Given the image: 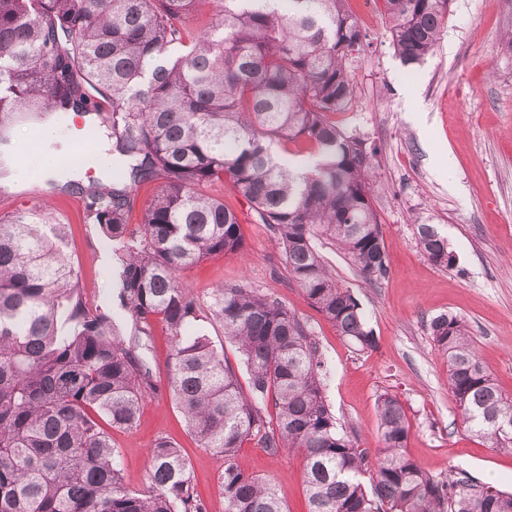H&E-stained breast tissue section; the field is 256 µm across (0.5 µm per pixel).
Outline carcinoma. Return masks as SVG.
<instances>
[{
    "label": "carcinoma",
    "mask_w": 512,
    "mask_h": 512,
    "mask_svg": "<svg viewBox=\"0 0 512 512\" xmlns=\"http://www.w3.org/2000/svg\"><path fill=\"white\" fill-rule=\"evenodd\" d=\"M216 19L190 27L201 4ZM396 56L419 66L440 42L451 0H382ZM366 34L349 0H0V178L13 173L12 127L72 112L112 133L107 183L66 185L112 246L118 288L91 306L65 250L66 227L37 209L0 218V512H207L188 459L164 437L148 484L127 487L112 429H131L161 390L149 359L156 328L171 337L168 394L187 430L224 461V512H288L275 484L241 471L254 440L299 451L308 512H512V492L463 468L431 473L406 453L400 401L377 399L371 452L327 403V367L310 327L272 295L219 286L204 306L180 273L243 248L236 213L204 188L227 183L267 225L289 276L359 351L375 347L360 303L319 244L336 245L371 282L387 272L371 184L378 149L336 122L355 93L351 66ZM296 146L295 151L287 148ZM310 161L297 172L286 154ZM160 181L130 221L133 187ZM417 245L456 265L435 224ZM222 324L246 367L205 333ZM429 336L471 431L512 449V397L481 364L465 322L432 317Z\"/></svg>",
    "instance_id": "carcinoma-1"
}]
</instances>
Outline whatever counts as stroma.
<instances>
[{"label": "stroma", "mask_w": 512, "mask_h": 512, "mask_svg": "<svg viewBox=\"0 0 512 512\" xmlns=\"http://www.w3.org/2000/svg\"><path fill=\"white\" fill-rule=\"evenodd\" d=\"M363 26L370 47L353 63L356 93L336 119L378 149L373 204L388 255V272L365 281L332 244L321 245L329 268L359 300L376 346L354 351L308 303L292 280L281 250L247 202L228 185L210 186L236 212L244 236L237 255L207 259L182 273L200 300L219 284L250 282L274 293L307 322L328 365L325 396L344 429L360 447L379 446L376 400L401 402L410 425L408 454L424 469L465 468L504 491H512V453L492 448L464 423L448 387V366L427 323L453 313L468 324L478 354L504 394L512 396V0H451L448 23L432 56L403 66L391 45L381 0H369ZM78 118L64 121L66 135L26 155L27 189L0 180V215L40 204L69 227L67 251L80 264L81 285L107 304L112 290V253L96 225L86 221L79 195L42 188L40 156L55 162L81 157ZM438 225L457 261L434 265L420 251L418 222ZM166 437L183 449L196 488L209 512H224L217 485L223 463L199 448L168 393L144 401L131 430L116 429L115 462L128 487L148 479V452ZM237 463L246 473L272 479L289 512H307L300 453L277 456L245 442Z\"/></svg>", "instance_id": "35a3bbf8"}]
</instances>
